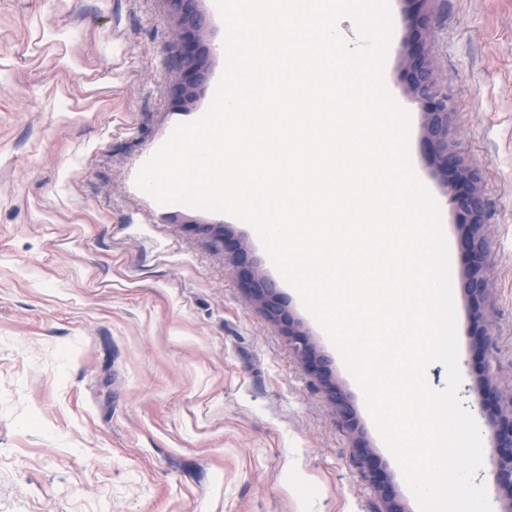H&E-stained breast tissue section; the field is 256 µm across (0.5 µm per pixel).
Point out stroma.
I'll list each match as a JSON object with an SVG mask.
<instances>
[{"mask_svg":"<svg viewBox=\"0 0 512 512\" xmlns=\"http://www.w3.org/2000/svg\"><path fill=\"white\" fill-rule=\"evenodd\" d=\"M384 81L411 117L414 171L450 251L465 407L478 405L467 265L453 203L421 149L425 114L401 77L408 19L388 0ZM215 53L187 109L168 0H0V512H383L358 443L419 512L321 325L249 224L157 208L141 161L206 112L224 25L199 0ZM449 139L485 204L491 374L512 392V0H427ZM228 233L274 281L330 363L356 428L241 288Z\"/></svg>","mask_w":512,"mask_h":512,"instance_id":"1","label":"stroma"}]
</instances>
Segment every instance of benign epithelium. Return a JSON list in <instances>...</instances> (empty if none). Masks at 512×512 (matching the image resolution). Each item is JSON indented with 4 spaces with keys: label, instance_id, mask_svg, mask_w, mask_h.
<instances>
[{
    "label": "benign epithelium",
    "instance_id": "obj_1",
    "mask_svg": "<svg viewBox=\"0 0 512 512\" xmlns=\"http://www.w3.org/2000/svg\"><path fill=\"white\" fill-rule=\"evenodd\" d=\"M401 2L406 5L409 18L401 76L411 99L425 112L423 154L436 171L442 187L451 193L457 223L463 227L459 249L468 266V274L462 288L473 307L471 335L474 336L475 346L485 349L492 345V336L488 332L487 315L483 311L489 294L488 281L483 273L487 258L486 240L482 233L484 200L477 186L476 173L465 165L457 153L448 149L450 115L454 107L448 89L436 80L429 51L433 30L424 11L426 0ZM170 4L179 18L176 62L182 72V81L175 86L174 97L184 108L193 101L196 89L209 79L211 48L199 39V32L207 27V20L197 9L196 0H170ZM214 241L224 251L231 253L240 286L267 320L288 335L294 352L301 357L308 372L327 388L338 415L347 424H352L353 411L345 393L330 383L328 360L314 350L308 336L297 328L278 295L275 283L256 272L254 262L244 248L222 234L216 235ZM489 371L490 366L484 365L481 381V406L488 414L489 459L501 496L512 500V396L493 383ZM362 463L386 504V512H401L390 477L378 460L364 453Z\"/></svg>",
    "mask_w": 512,
    "mask_h": 512
}]
</instances>
